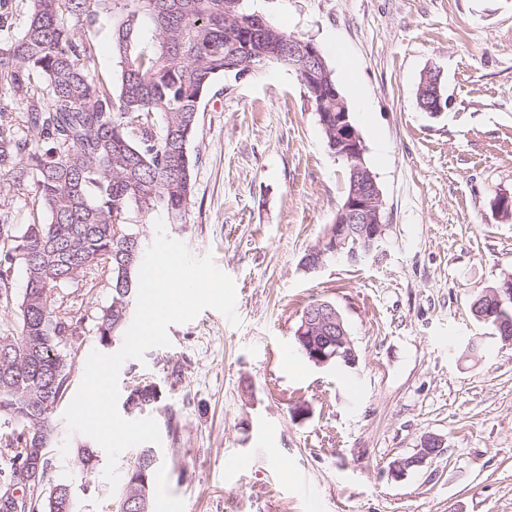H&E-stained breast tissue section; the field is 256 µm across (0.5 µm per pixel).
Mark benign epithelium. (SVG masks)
<instances>
[{"label": "benign epithelium", "mask_w": 512, "mask_h": 512, "mask_svg": "<svg viewBox=\"0 0 512 512\" xmlns=\"http://www.w3.org/2000/svg\"><path fill=\"white\" fill-rule=\"evenodd\" d=\"M288 64L303 76L315 104L318 122L329 134L328 147L332 154L347 162L350 169L352 189L344 204L336 213L327 237L326 246L307 252L304 268L316 270L324 265L329 255L359 263L380 249L385 239L388 224L385 221L382 193L373 174L366 167L363 156V140L352 125L349 110L340 91L328 82V73L322 52L315 42L290 38L288 42ZM425 77L432 78L436 103L425 111L437 116L443 110V94L440 92L439 73L430 70ZM512 301V278L508 277L493 290L490 301L502 308L505 301ZM296 339L303 354L319 367L336 366L355 368L358 364L354 343L346 330L340 311L331 303L318 301L304 311L302 325ZM443 440L426 436L415 455L399 459L392 464V475L396 478L407 469L419 466L431 457L442 453ZM18 490L14 498L22 497V489L31 484L41 485L40 469L25 467L16 474Z\"/></svg>", "instance_id": "obj_1"}]
</instances>
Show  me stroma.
I'll return each mask as SVG.
<instances>
[{
	"mask_svg": "<svg viewBox=\"0 0 512 512\" xmlns=\"http://www.w3.org/2000/svg\"><path fill=\"white\" fill-rule=\"evenodd\" d=\"M268 21L350 52L370 102L361 116L327 53L385 203L386 241L357 264L301 259L333 223L346 165L332 156L296 74L226 75L203 99L186 223L166 225L235 281L236 321L213 309L168 328L169 346L126 360L145 380L161 442L151 512H512V344L472 315L512 273V0H261ZM438 71L446 105L416 104ZM342 313L356 368L295 350L304 308ZM442 454L395 478L423 436ZM54 452L47 485L81 487L79 512L119 500L103 477Z\"/></svg>",
	"mask_w": 512,
	"mask_h": 512,
	"instance_id": "obj_1",
	"label": "stroma"
}]
</instances>
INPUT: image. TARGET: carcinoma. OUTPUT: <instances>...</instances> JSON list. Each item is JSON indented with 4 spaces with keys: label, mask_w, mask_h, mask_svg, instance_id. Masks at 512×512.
I'll list each match as a JSON object with an SVG mask.
<instances>
[{
    "label": "carcinoma",
    "mask_w": 512,
    "mask_h": 512,
    "mask_svg": "<svg viewBox=\"0 0 512 512\" xmlns=\"http://www.w3.org/2000/svg\"><path fill=\"white\" fill-rule=\"evenodd\" d=\"M28 20L0 47V92L27 100L18 116L0 110V193L33 196L46 216L19 225L0 203V310L14 332L0 335V512L35 437L43 464L58 439L54 412L67 400L85 315L69 289L103 286L111 301L90 317L101 345L122 339L137 298L145 250L137 218L161 209L186 223L193 195L199 105L229 61L288 68L289 35L243 0H30ZM112 18L116 76L98 72L83 37ZM153 28L141 46L144 24ZM23 293H9L15 269ZM154 383L127 392L126 413L160 407ZM154 450L141 448L123 487L150 512ZM29 492V512H76L70 483Z\"/></svg>",
    "instance_id": "carcinoma-1"
}]
</instances>
